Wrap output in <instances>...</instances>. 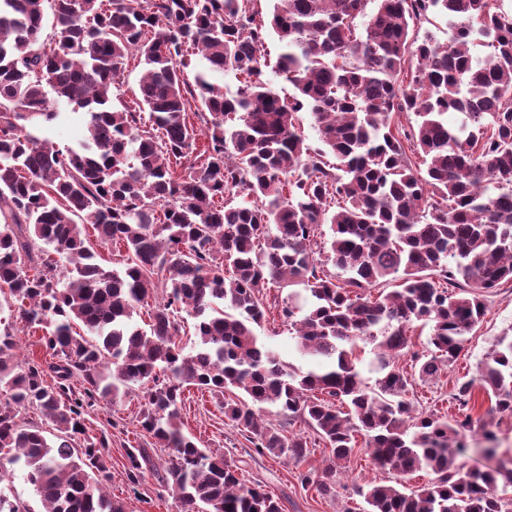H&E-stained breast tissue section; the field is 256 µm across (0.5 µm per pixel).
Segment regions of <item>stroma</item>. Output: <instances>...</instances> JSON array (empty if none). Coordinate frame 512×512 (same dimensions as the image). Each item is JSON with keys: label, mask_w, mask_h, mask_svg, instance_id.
I'll list each match as a JSON object with an SVG mask.
<instances>
[{"label": "stroma", "mask_w": 512, "mask_h": 512, "mask_svg": "<svg viewBox=\"0 0 512 512\" xmlns=\"http://www.w3.org/2000/svg\"><path fill=\"white\" fill-rule=\"evenodd\" d=\"M487 313L481 325L469 334L460 356L443 368L432 380L416 381L412 404L419 412L449 413V396L456 383L468 379L476 363L489 353L496 340L512 336V284L493 289L485 298ZM139 402L130 395L115 404L98 402L88 418L93 433L104 434L109 448L108 467L112 479L107 485L113 499L124 503L126 512H180L175 496L158 479L169 460V451L152 447L138 425ZM183 430L194 436L200 445L223 452L236 465L244 484H258L279 498L283 512H363L365 504L358 489L371 481L390 482L391 474L376 469L365 451H358L346 467L336 472V492L320 495L315 487H302L298 476L308 470L323 471L330 457L325 443L303 423L292 426L294 433L305 435L308 454L303 461L294 462L259 452L246 432L227 419L223 409L209 394L188 388L181 405ZM148 448L152 469L146 472L138 488H130L124 462L128 446Z\"/></svg>", "instance_id": "1"}]
</instances>
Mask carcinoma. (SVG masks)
I'll list each match as a JSON object with an SVG mask.
<instances>
[{"label":"carcinoma","mask_w":512,"mask_h":512,"mask_svg":"<svg viewBox=\"0 0 512 512\" xmlns=\"http://www.w3.org/2000/svg\"><path fill=\"white\" fill-rule=\"evenodd\" d=\"M432 18L447 40L415 35ZM273 37L288 97L263 80ZM193 55L203 67L190 79ZM136 58L135 98L110 103ZM210 72L234 73L237 92ZM61 104L87 111L77 148L27 130ZM301 112L323 147L306 143ZM108 245L117 269L99 261ZM509 281L512 13L495 0H273L268 14L257 0H0V299L52 357L23 366L0 331V481L21 466L43 512H126L105 490L108 442L87 434L86 415L133 391L142 431L171 451L182 512H282L183 432L190 386L277 458L305 459L308 442L266 414L307 424L331 457L300 480L323 495L360 434L394 473L359 488L365 512H509L512 460L466 470L458 436L479 432L495 458L496 424L471 403L480 387L491 411L512 413V336L456 384L452 418L413 414L414 377L396 363L419 322L433 349L418 376H438ZM292 286L306 311L297 293L271 300ZM152 298L142 328L134 315ZM273 309L318 368L286 364L259 336ZM145 463L146 449L126 450L132 485ZM417 471L434 478L408 492Z\"/></svg>","instance_id":"cac0c4a2"}]
</instances>
